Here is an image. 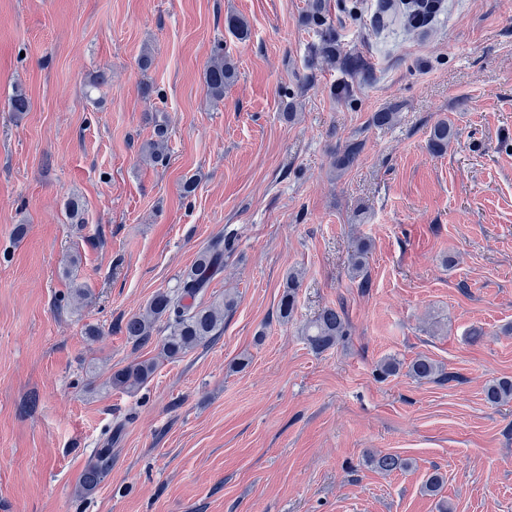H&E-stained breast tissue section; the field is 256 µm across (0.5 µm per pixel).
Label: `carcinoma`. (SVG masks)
<instances>
[{"instance_id":"cac0c4a2","label":"carcinoma","mask_w":512,"mask_h":512,"mask_svg":"<svg viewBox=\"0 0 512 512\" xmlns=\"http://www.w3.org/2000/svg\"><path fill=\"white\" fill-rule=\"evenodd\" d=\"M407 20L417 24L429 18L427 6L412 2L405 5ZM228 31L238 40L246 41L250 37L248 22L241 16L229 14L224 20ZM238 68L234 59L224 53L218 45L204 72V84L207 96L213 101L224 99V88L234 83ZM456 136L453 125L446 121L437 122L431 132L429 146L436 154L448 150V143ZM167 129L158 126L155 140L145 148L144 157L153 164H164L167 159ZM235 235L231 232L216 238L210 246L201 252L192 266L180 276L176 289L157 292L141 313L132 315L125 324V333L138 345L151 341L157 322L166 321V336L162 337L160 355L169 360L181 358L195 347L210 343L221 335L224 329V316L235 308V299L226 296L220 302L210 304L196 303L210 283L224 270V254L233 248ZM370 244L363 241L351 257V272L355 277L366 280V266ZM299 275L291 272L286 276L283 294L280 299L279 313L282 319L290 317L295 307L296 290ZM347 334L345 317L334 308L323 309L304 328L307 344L317 352H323ZM156 363L150 360L132 362L114 371L109 383L118 389L132 392L142 386L153 374ZM407 374L418 381H434L443 376L442 367L426 355H417L408 365ZM488 403L498 405L512 400V379H499L485 389ZM372 465L384 472L404 470L409 462L394 454L371 456ZM112 465V449L99 448L88 462L81 480L84 492L93 491L100 479Z\"/></svg>"}]
</instances>
